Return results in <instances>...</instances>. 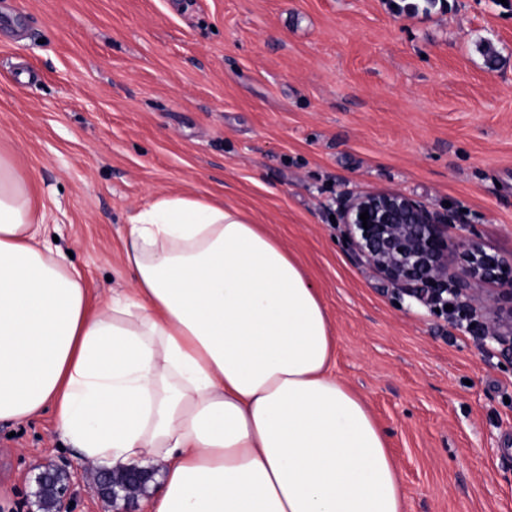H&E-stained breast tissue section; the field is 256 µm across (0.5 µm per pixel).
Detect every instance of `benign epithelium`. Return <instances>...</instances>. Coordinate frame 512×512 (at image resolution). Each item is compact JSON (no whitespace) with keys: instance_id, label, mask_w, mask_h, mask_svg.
<instances>
[{"instance_id":"1","label":"benign epithelium","mask_w":512,"mask_h":512,"mask_svg":"<svg viewBox=\"0 0 512 512\" xmlns=\"http://www.w3.org/2000/svg\"><path fill=\"white\" fill-rule=\"evenodd\" d=\"M338 208L343 232L359 263L432 311H445L448 298H453L464 312L463 319L478 320L484 338L512 353L511 259L476 242L453 239L449 233L455 224L452 211H433L402 193L344 197ZM365 211L369 219L364 222L360 214ZM455 247L462 250L463 262L450 275L448 258ZM152 475L149 469L129 468L121 473L99 469L92 491L112 512H134V487ZM47 479L57 486L53 512H69L71 474L44 468L36 482Z\"/></svg>"}]
</instances>
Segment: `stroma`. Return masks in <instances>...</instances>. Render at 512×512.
<instances>
[{
	"instance_id": "1",
	"label": "stroma",
	"mask_w": 512,
	"mask_h": 512,
	"mask_svg": "<svg viewBox=\"0 0 512 512\" xmlns=\"http://www.w3.org/2000/svg\"><path fill=\"white\" fill-rule=\"evenodd\" d=\"M405 4L0 0V151L96 301L129 288L123 241L156 197L243 210L321 295L404 512H512V356L398 296L331 220L398 192L512 258V0ZM40 463L85 466L53 411L0 421V512H28Z\"/></svg>"
}]
</instances>
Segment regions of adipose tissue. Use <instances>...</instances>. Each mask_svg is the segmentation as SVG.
I'll use <instances>...</instances> for the list:
<instances>
[{
	"label": "adipose tissue",
	"mask_w": 512,
	"mask_h": 512,
	"mask_svg": "<svg viewBox=\"0 0 512 512\" xmlns=\"http://www.w3.org/2000/svg\"><path fill=\"white\" fill-rule=\"evenodd\" d=\"M46 219L0 154V421L50 407L91 463L162 464L152 512H403L327 308L276 237L159 197L124 241L131 288L97 306Z\"/></svg>",
	"instance_id": "obj_1"
}]
</instances>
